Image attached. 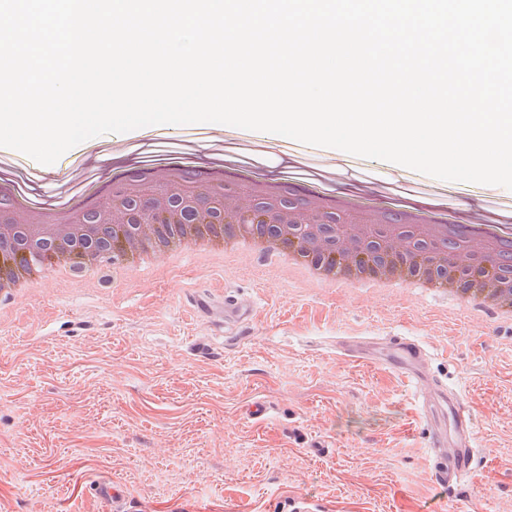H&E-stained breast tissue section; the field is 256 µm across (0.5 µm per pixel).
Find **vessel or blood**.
Listing matches in <instances>:
<instances>
[{
	"label": "vessel or blood",
	"instance_id": "obj_1",
	"mask_svg": "<svg viewBox=\"0 0 512 512\" xmlns=\"http://www.w3.org/2000/svg\"><path fill=\"white\" fill-rule=\"evenodd\" d=\"M340 347L351 359L386 365L412 384L417 381L416 368L428 355L422 341L413 336H393L382 342L349 338L342 341ZM418 408L428 428L434 485L445 492H465L475 469L477 448L475 423L464 407L460 392L438 384L435 397L419 400ZM452 439L456 440L458 450L449 461L441 450Z\"/></svg>",
	"mask_w": 512,
	"mask_h": 512
}]
</instances>
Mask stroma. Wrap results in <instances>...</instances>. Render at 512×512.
<instances>
[{
	"instance_id": "1",
	"label": "stroma",
	"mask_w": 512,
	"mask_h": 512,
	"mask_svg": "<svg viewBox=\"0 0 512 512\" xmlns=\"http://www.w3.org/2000/svg\"><path fill=\"white\" fill-rule=\"evenodd\" d=\"M173 157L225 179L288 180L365 207L413 204L440 224L512 226V190L225 126L104 134L40 164L0 147L20 199L86 203L132 167ZM0 313V512H512V325L410 288L382 295L304 282L247 253L128 261L117 278L42 276ZM248 300L239 318L225 297ZM405 335L430 355L419 389L339 354L344 336ZM457 387L483 468L469 495L430 478L415 394ZM257 399L268 413L247 412Z\"/></svg>"
}]
</instances>
